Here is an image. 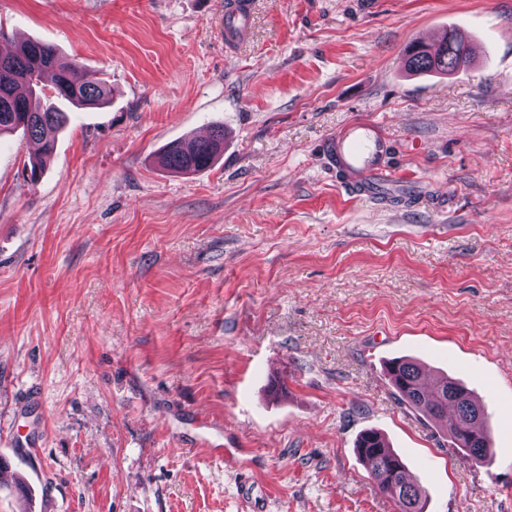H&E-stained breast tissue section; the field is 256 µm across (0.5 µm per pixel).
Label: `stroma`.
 I'll use <instances>...</instances> for the list:
<instances>
[{"label": "stroma", "mask_w": 512, "mask_h": 512, "mask_svg": "<svg viewBox=\"0 0 512 512\" xmlns=\"http://www.w3.org/2000/svg\"><path fill=\"white\" fill-rule=\"evenodd\" d=\"M0 0L109 101L70 108L38 178L0 136V512H397L354 451L380 431L424 512H512V0ZM473 62L404 72L448 27ZM390 144L392 203L322 144ZM225 131L214 165L166 145ZM472 390L491 465L399 405L394 357ZM253 7L254 2L252 0H237L234 2L231 27L225 28L224 26V42L227 47H232L247 37Z\"/></svg>", "instance_id": "obj_1"}]
</instances>
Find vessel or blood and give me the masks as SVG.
Wrapping results in <instances>:
<instances>
[{
  "instance_id": "b4317fda",
  "label": "vessel or blood",
  "mask_w": 512,
  "mask_h": 512,
  "mask_svg": "<svg viewBox=\"0 0 512 512\" xmlns=\"http://www.w3.org/2000/svg\"><path fill=\"white\" fill-rule=\"evenodd\" d=\"M253 7L252 0H236L231 26L224 31L226 46H234L247 37ZM389 149L386 139L369 122L352 123L325 143V151L337 173L368 192L387 173L381 159Z\"/></svg>"
}]
</instances>
